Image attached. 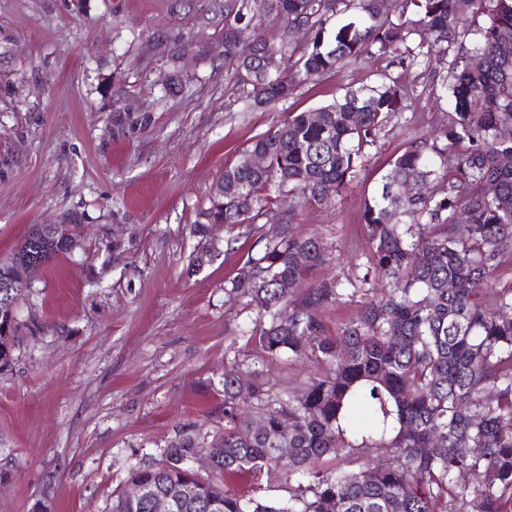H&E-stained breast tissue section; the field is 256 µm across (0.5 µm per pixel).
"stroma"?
Returning <instances> with one entry per match:
<instances>
[{
    "instance_id": "1",
    "label": "stroma",
    "mask_w": 512,
    "mask_h": 512,
    "mask_svg": "<svg viewBox=\"0 0 512 512\" xmlns=\"http://www.w3.org/2000/svg\"><path fill=\"white\" fill-rule=\"evenodd\" d=\"M224 0H0V263L35 224H72L79 242L34 273L16 304L12 361L0 371V448L12 457L0 512H109L127 466L189 424L212 430L228 369L298 386L302 363L248 344L254 307L224 285L275 237L257 220L196 233L226 164L287 113L369 82L364 58L275 107L240 111L224 81ZM185 86H165L173 70ZM367 149L331 204L295 209L318 235L323 277L362 286L363 200L412 137L445 121L428 89ZM235 238L225 250V238ZM204 263L188 272L191 255Z\"/></svg>"
}]
</instances>
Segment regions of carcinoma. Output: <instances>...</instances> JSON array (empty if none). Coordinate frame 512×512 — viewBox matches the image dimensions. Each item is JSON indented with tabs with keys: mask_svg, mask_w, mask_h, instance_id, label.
I'll return each instance as SVG.
<instances>
[{
	"mask_svg": "<svg viewBox=\"0 0 512 512\" xmlns=\"http://www.w3.org/2000/svg\"><path fill=\"white\" fill-rule=\"evenodd\" d=\"M277 22L279 43L265 33ZM252 29V44L238 33ZM306 34L297 48L293 29ZM512 0H224V76L247 109L287 100L296 85L364 57L393 56L400 70L348 87L332 102L290 112L255 137L221 178L232 191L210 199L196 230L265 217L279 234L247 256L224 293L265 317L249 341L265 359L310 365L298 392L267 387L255 370L224 372V423L184 426L156 457L130 466L127 481L149 494L196 480L191 457L216 450L196 500L172 512H512V287L482 292L512 257ZM438 54L449 103L446 123L417 136L364 200L368 274L379 291L315 278L327 261L321 240L292 231L283 198L331 203L357 177L365 148L419 93L407 77L416 48ZM265 165L256 167L252 158ZM33 227L12 262L0 266V301L16 305ZM455 287L448 288V283ZM362 293L354 318L325 334L324 318ZM15 317L0 316V370L10 366ZM252 400L239 401V378ZM288 422V432L282 423ZM293 452L282 459L283 443ZM482 449L475 455L472 449ZM468 483L458 481L463 473ZM246 475L251 493L227 488ZM276 476L288 497L264 500ZM110 512H152L112 492Z\"/></svg>",
	"mask_w": 512,
	"mask_h": 512,
	"instance_id": "cac0c4a2",
	"label": "carcinoma"
}]
</instances>
